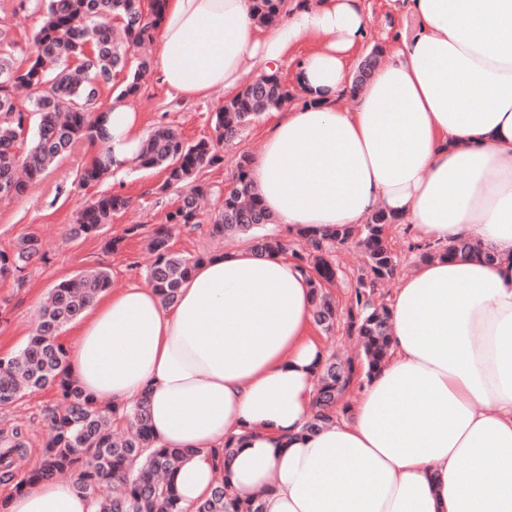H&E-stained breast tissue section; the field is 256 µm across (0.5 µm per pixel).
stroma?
<instances>
[{
	"mask_svg": "<svg viewBox=\"0 0 512 512\" xmlns=\"http://www.w3.org/2000/svg\"><path fill=\"white\" fill-rule=\"evenodd\" d=\"M40 19L31 11L18 8L17 0H0V27L5 28L15 41L16 55H25L32 49V35ZM224 103L217 97L199 101L175 98L160 83L157 75H150L131 101L142 119L144 131L165 124L176 129L184 139L195 141L214 137L212 117ZM269 130L268 116L247 127L234 142L219 149L221 161L206 169L203 181L216 186L227 184L240 154H257ZM88 160L87 144L60 161L44 179L30 185L27 192L11 202H0V250H11L17 239L25 234H36L40 253L27 265L19 277L0 280V306L5 307L0 321V355L18 350L36 328L38 310L50 289L59 281L71 278L92 267H104L111 273L113 289L125 287L145 278V270L153 261L152 255L140 237H131L127 228L144 224L153 228L162 224L164 215L175 199L173 192H161L165 175L162 170H145L130 165L122 173H110L98 184L83 187L77 174ZM118 193L131 198V206L116 216L104 235L73 240L67 229L74 223L79 211L91 200L103 194ZM117 237V250L106 248L107 239ZM388 239L399 259L396 278L379 285L377 299L389 303L402 277L410 274L418 263L415 244L418 238L405 224H394L388 229ZM227 238L214 235L211 223L195 229L174 232L170 239L173 251L184 255L213 253L228 246ZM338 269L332 294L337 306H345L348 291L365 271V260L354 246L338 248L334 254ZM60 397L53 388L26 395L15 405L0 409V431L21 427L27 438L23 459L14 471V481L0 482V501L10 496L16 479L22 478L40 459L46 438L44 409L61 407Z\"/></svg>",
	"mask_w": 512,
	"mask_h": 512,
	"instance_id": "35a3bbf8",
	"label": "stroma"
}]
</instances>
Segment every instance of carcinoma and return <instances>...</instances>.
Here are the masks:
<instances>
[{
  "instance_id": "1",
  "label": "carcinoma",
  "mask_w": 512,
  "mask_h": 512,
  "mask_svg": "<svg viewBox=\"0 0 512 512\" xmlns=\"http://www.w3.org/2000/svg\"><path fill=\"white\" fill-rule=\"evenodd\" d=\"M284 5L285 0H253L256 23L277 24ZM19 6L40 14L41 22L32 38L34 51L24 60L15 57V42L0 31V199L8 200L24 195L29 183L42 178L76 144L101 137L95 112L100 86L114 83L121 75L118 97L140 90L151 58L144 56L132 64L129 51L152 41L166 0H19ZM294 98L278 75H262L215 112L216 140L188 142L165 125L156 126L146 139L138 165L163 170L162 188L178 192L177 205L165 214L161 227L150 232L135 224L126 233L144 236L155 255L146 277L163 303L175 302L180 285L206 259L170 250L172 231L199 224V199L209 191L205 183L188 191L180 188L220 160L217 145L235 140L247 124ZM108 172L109 162L97 157L80 170L78 180L83 185L96 184ZM251 183V158L242 155L231 182L224 187L223 207L213 217V230L224 236H249L251 249L260 256L289 250L288 241L265 232L272 219L252 192ZM130 203L121 194L99 196L84 207L69 235L102 234ZM393 223L394 217L378 212L358 227L311 235L300 232L299 248L290 249L301 270L310 275L314 321L325 331L332 330L337 320L336 304L326 291L336 280L332 259L336 247L354 242L366 259V274L350 291L345 309L348 329L359 337L363 354L357 360L325 359L305 431L314 433L334 421L345 394L388 357L391 316L388 307L376 303L375 291L398 268L385 237ZM415 249L421 262L437 256L495 258L492 251L468 240L448 246L417 244ZM38 254L34 234L23 236L10 253L0 250V278L18 275ZM110 287V274L100 268L59 282L51 291V302L41 310L35 334L18 351L0 356V408L46 387L57 388L66 402L62 411L46 410L47 438L41 461L18 483L17 490L70 473L76 490L95 504L96 512H186L174 483L185 453L154 446L146 397L104 409L68 375L69 350L58 341L60 332ZM0 444L5 447L0 480H8L11 456L25 448L21 430L1 435ZM193 512H261V505L257 497L243 499L233 494L223 476Z\"/></svg>"
}]
</instances>
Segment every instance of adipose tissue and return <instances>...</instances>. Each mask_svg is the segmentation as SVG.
<instances>
[{
  "label": "adipose tissue",
  "instance_id": "adipose-tissue-1",
  "mask_svg": "<svg viewBox=\"0 0 512 512\" xmlns=\"http://www.w3.org/2000/svg\"><path fill=\"white\" fill-rule=\"evenodd\" d=\"M405 6L410 26L382 34L385 61L357 85L359 0H291L268 27L251 0H167L155 67L184 99L232 98L244 74L314 44L293 62L300 101L272 113L251 164L275 223L318 233L382 210L423 241L471 239L498 256L406 276L390 358L314 434L302 425L326 353L291 253L230 246L195 266L174 304L134 282L85 310L68 374L104 407L148 397L156 446L190 454L175 475L182 506L226 470L239 495L262 493L263 512H512V0ZM105 129L113 169L136 163L139 113L113 102ZM7 512L93 507L53 480L11 495Z\"/></svg>",
  "mask_w": 512,
  "mask_h": 512
}]
</instances>
